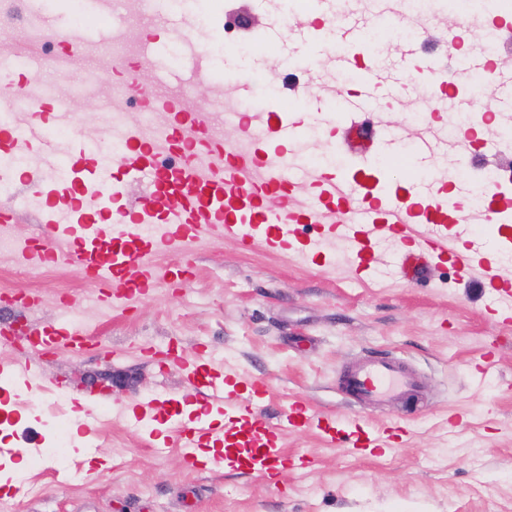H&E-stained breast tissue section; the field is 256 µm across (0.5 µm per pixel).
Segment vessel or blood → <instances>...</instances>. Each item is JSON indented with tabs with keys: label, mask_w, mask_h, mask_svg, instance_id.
<instances>
[{
	"label": "vessel or blood",
	"mask_w": 512,
	"mask_h": 512,
	"mask_svg": "<svg viewBox=\"0 0 512 512\" xmlns=\"http://www.w3.org/2000/svg\"><path fill=\"white\" fill-rule=\"evenodd\" d=\"M205 7L208 34L201 41L190 35L195 10H174L165 0H0V18L22 34L19 42L0 50V88L19 91L23 98L22 104L0 110V194L12 193L21 182L36 184L34 204L43 226L41 239L26 243L20 252V263L53 260L67 245L90 280L113 299H128L159 281L183 277L185 267L173 271L159 266L155 257L161 251L186 253L189 241L202 235L246 244L257 240L272 250L305 253L311 245L299 239L298 227L317 224L322 239L340 233L353 244L361 273L376 233L401 234L409 225L426 224L429 235L401 260L407 280L420 279L429 258L445 256L461 274L481 271L491 287L512 293L483 246L448 248L449 228L470 220L460 184L430 178L407 187L382 186L374 174L378 162L369 152L354 160L351 175L304 163V117L275 104H257L256 74L234 72L224 82L216 81L217 51H235L225 40V17L242 18L246 38L281 41V15L268 0H205ZM137 11L146 21L125 40L112 71L123 95L146 121L130 124L90 75L83 94L98 99L110 118L85 138L67 104L34 76L49 69L67 79L76 62L115 39L116 19ZM76 13L93 24L74 34L70 27ZM293 16L296 40L319 44L320 53L309 61L302 83L277 77L280 97L303 99L309 112L332 128H359L362 116L374 109L377 88L402 85L358 54L364 30L374 18L408 26L409 14L400 0H380L377 10L343 15L337 14L335 0H298ZM478 26L502 39L512 35V16L458 13V35ZM171 47L177 50L178 64L166 69L163 92L146 94L144 67L157 66ZM402 57L436 101L437 111L475 110L473 95L449 92L448 67L440 59L421 55L416 43L406 44ZM463 65L492 83L505 73L502 57L475 49L464 54ZM322 68L359 72L358 89L337 97L335 85L318 82ZM202 87L212 93L206 110L194 106ZM158 113L166 114L167 122L155 127L151 120ZM224 115L235 118L234 140H226L215 122ZM481 213L484 222L511 224L512 194L492 192ZM30 342L49 349L84 345L65 325L34 333ZM188 376L207 406L223 407L224 446L234 450L239 468L263 474L276 469L284 456L279 434L288 429L314 427L332 443L345 436L336 420L301 409L275 424L262 421L257 416L262 386L251 384L249 398L240 397V380L223 363L189 368ZM416 385L410 370L385 358L364 361L345 377L347 392L361 403L409 394ZM212 437V429L184 427L180 452L186 468L198 467V450Z\"/></svg>",
	"instance_id": "b4317fda"
}]
</instances>
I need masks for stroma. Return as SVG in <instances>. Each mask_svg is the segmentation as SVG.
<instances>
[{
    "label": "stroma",
    "instance_id": "35a3bbf8",
    "mask_svg": "<svg viewBox=\"0 0 512 512\" xmlns=\"http://www.w3.org/2000/svg\"><path fill=\"white\" fill-rule=\"evenodd\" d=\"M268 94L269 75L300 71V53L261 43L246 57ZM368 114L372 134L330 135L320 120L306 129L312 160L334 152L372 151L379 137L398 141L389 167L408 182L425 178L407 157L421 131H449L453 116L425 112L407 92L380 99ZM425 120H410L413 112ZM323 254L302 257L263 243L203 236L190 247L188 275L159 284L131 304L105 305L101 291L62 247L57 261L27 274L0 256V366L27 362L44 378L0 382V502L13 512H512V321L479 274L461 278L432 260L407 282L397 267L406 246L384 232L372 242L370 268L355 274L345 237L323 241ZM35 294L26 304V294ZM85 336L81 349L33 347L28 336L60 322ZM176 348L180 360L166 358ZM413 370L420 391L380 407L355 403L344 373L373 358ZM494 366L480 374L486 358ZM221 360L266 390L262 416L277 422L295 406L372 430L404 428L401 443L380 453L325 442L316 430L282 436L286 455L310 465L268 478L217 464L185 468L180 426L195 421L201 397L186 368ZM111 374L112 391L93 430L75 428L76 412ZM64 393L65 410L53 401ZM146 398L175 399L182 413L132 425ZM166 441L155 454L151 434ZM64 444L65 463L47 458L12 470L21 457Z\"/></svg>",
    "mask_w": 512,
    "mask_h": 512
}]
</instances>
